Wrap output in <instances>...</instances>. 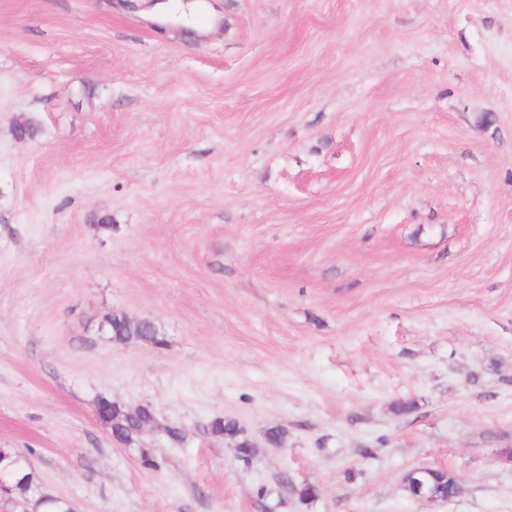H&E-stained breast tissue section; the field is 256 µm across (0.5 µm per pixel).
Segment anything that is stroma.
<instances>
[{"instance_id": "obj_1", "label": "stroma", "mask_w": 512, "mask_h": 512, "mask_svg": "<svg viewBox=\"0 0 512 512\" xmlns=\"http://www.w3.org/2000/svg\"><path fill=\"white\" fill-rule=\"evenodd\" d=\"M202 14L0 0V448L75 512H512V0ZM112 313L102 318L99 328L112 339V342L125 344L132 340L150 343L155 346H162L165 339L161 336L155 324L151 321L142 320L134 325L128 324L121 315ZM156 425V416L151 408H143L135 415H129L124 405L113 401L111 431L119 443L131 444L142 434V428ZM208 430L211 434L216 436H225L234 441L235 448L239 454V457L249 462L254 456V448L246 438L240 436V429L236 422L231 420H224L223 418H217L211 421Z\"/></svg>"}]
</instances>
